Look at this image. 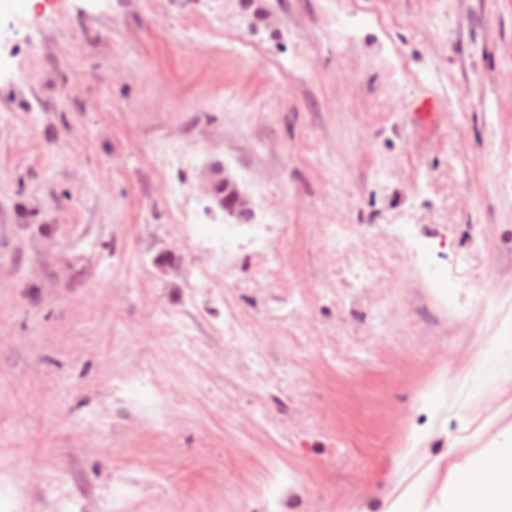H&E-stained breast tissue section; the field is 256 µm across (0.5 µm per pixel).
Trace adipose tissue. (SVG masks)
<instances>
[{
	"label": "adipose tissue",
	"instance_id": "obj_1",
	"mask_svg": "<svg viewBox=\"0 0 512 512\" xmlns=\"http://www.w3.org/2000/svg\"><path fill=\"white\" fill-rule=\"evenodd\" d=\"M435 512H512V448H491L461 465Z\"/></svg>",
	"mask_w": 512,
	"mask_h": 512
}]
</instances>
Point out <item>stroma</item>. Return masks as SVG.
<instances>
[{
  "instance_id": "stroma-1",
  "label": "stroma",
  "mask_w": 512,
  "mask_h": 512,
  "mask_svg": "<svg viewBox=\"0 0 512 512\" xmlns=\"http://www.w3.org/2000/svg\"><path fill=\"white\" fill-rule=\"evenodd\" d=\"M0 455L31 500L65 462L73 512H383L417 487L424 512L454 465L512 447V0H0ZM424 98L435 121L415 116ZM183 162L159 171L156 144ZM220 165L284 265L244 252L205 280L168 217L189 200L203 238L231 219L201 184ZM325 224H369L379 270L360 304ZM409 229L441 285L414 287ZM483 246L474 249L473 234ZM304 298L300 336L270 311ZM252 323L239 365L224 297ZM465 297L468 321L442 305ZM191 310L184 344L164 314ZM487 341L459 363L454 348ZM150 369L175 401L138 424L112 394ZM279 389L265 402L262 380ZM135 469L167 491L123 499Z\"/></svg>"
}]
</instances>
